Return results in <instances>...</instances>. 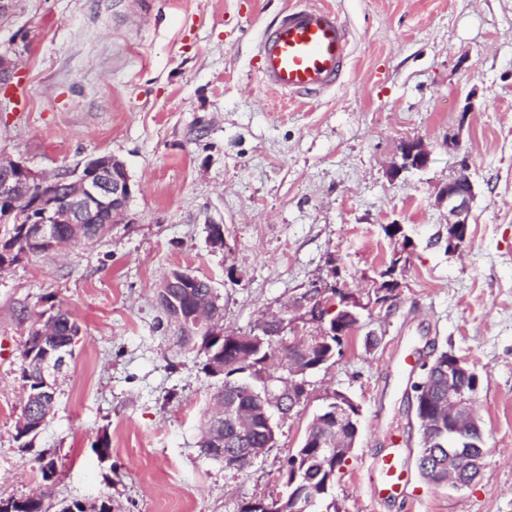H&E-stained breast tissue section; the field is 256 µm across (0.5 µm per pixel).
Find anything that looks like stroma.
<instances>
[{"label": "stroma", "instance_id": "1", "mask_svg": "<svg viewBox=\"0 0 512 512\" xmlns=\"http://www.w3.org/2000/svg\"><path fill=\"white\" fill-rule=\"evenodd\" d=\"M290 0H9L0 53V155L51 174L109 153L134 185L101 241L0 270V499L104 500L112 512H240L282 493L279 471L340 391L360 408L356 446L329 490L338 512H512V0H316L353 34L344 79L310 101L264 86L257 42ZM426 170L392 176L401 143ZM467 170L465 243L448 248L440 192ZM223 225V247L206 226ZM410 245L395 299L363 312L340 356L276 418L275 442L241 471L200 446L223 379L181 345L157 292L172 270L208 280L224 331H247L338 268L367 292ZM63 303L81 331L32 447L16 441L20 353L39 312ZM447 350L477 374L487 448L460 489L412 473L378 504L368 469L393 441L415 463L412 385L393 356ZM108 453H100V441ZM49 453L56 473L44 476ZM401 155L403 156V164L402 166H397V174L403 167L420 170L425 168L429 162L428 150L421 141H409L404 143V150Z\"/></svg>", "mask_w": 512, "mask_h": 512}]
</instances>
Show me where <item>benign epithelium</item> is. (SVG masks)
I'll return each mask as SVG.
<instances>
[{
    "label": "benign epithelium",
    "instance_id": "7a95c632",
    "mask_svg": "<svg viewBox=\"0 0 512 512\" xmlns=\"http://www.w3.org/2000/svg\"><path fill=\"white\" fill-rule=\"evenodd\" d=\"M402 156L404 168L420 170L429 162L428 150L420 141L404 143ZM62 176L69 181V189L60 198L56 185ZM132 193L125 163L112 154L93 156L76 167L62 169L52 175L40 174L20 161L0 158V206H4L0 221L7 223L16 218V222L24 224L23 240L31 244L47 243L51 250L59 248L57 225H70L68 236L79 240L82 238L80 225L99 217L110 224L123 216ZM473 196V183L463 172L448 181L442 190V199L448 202V247L451 249L466 239ZM394 282L396 279L386 276L374 280L372 291L364 298L339 287L337 281L332 284L315 283L293 300L288 318L269 319L267 334L288 335L293 355L286 362L288 373L275 378V382L280 384V392L274 394L269 407L264 410L267 422H272L276 413L289 416L303 403L307 382L299 380V376L319 367L314 362L315 350L336 335V319L332 315L337 311V304L333 300L339 296L342 303L358 311L373 310L395 297V290L391 289ZM172 322L178 327L189 324L198 336L219 335L213 328V320L207 318L200 307L195 308L187 319L177 315ZM67 358L66 352L49 348L43 349L35 360L30 356L25 358V364L37 367L42 378L40 391L32 395L41 425L53 413L52 388ZM462 373L469 375L471 370L460 359L448 355V401L440 403L434 412L422 419L423 430L431 434L441 425L443 416H448V443L454 446L467 442L473 429L479 426L473 408V393L455 386ZM289 396L293 398L291 404L287 400ZM345 402L354 404L350 397L337 391L329 397V403L323 410L324 420L336 423V429L318 437L306 431L301 447L315 449L314 458L328 462L341 450L348 455L352 453L355 443L343 435V428L353 421V416L343 406ZM294 457L293 481L289 484V491L274 500L273 512H302L304 506L315 503L316 490L311 487L314 480L303 476V467L300 466L303 454L297 452Z\"/></svg>",
    "mask_w": 512,
    "mask_h": 512
}]
</instances>
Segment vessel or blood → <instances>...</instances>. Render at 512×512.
Wrapping results in <instances>:
<instances>
[{"mask_svg": "<svg viewBox=\"0 0 512 512\" xmlns=\"http://www.w3.org/2000/svg\"><path fill=\"white\" fill-rule=\"evenodd\" d=\"M351 55V33L336 11L298 2L268 25L258 44L263 82L292 99L311 100L344 76ZM374 500L407 494L411 479L404 451L392 448L370 468Z\"/></svg>", "mask_w": 512, "mask_h": 512, "instance_id": "1", "label": "vessel or blood"}]
</instances>
